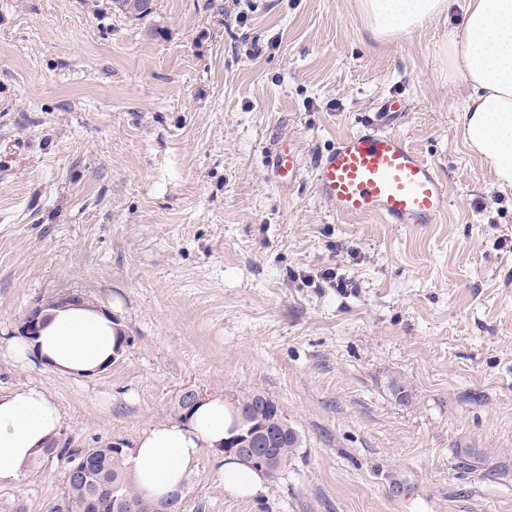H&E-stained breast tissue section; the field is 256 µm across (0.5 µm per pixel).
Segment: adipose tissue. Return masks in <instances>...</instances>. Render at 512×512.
Listing matches in <instances>:
<instances>
[{"label": "adipose tissue", "instance_id": "1", "mask_svg": "<svg viewBox=\"0 0 512 512\" xmlns=\"http://www.w3.org/2000/svg\"><path fill=\"white\" fill-rule=\"evenodd\" d=\"M361 6L373 34L386 36L438 17L447 0H361ZM447 54L449 74L468 91L464 138L491 160L499 181L512 185V0H466ZM116 328L111 314L92 304L69 305L54 311L36 340H18L15 351L89 376L111 364ZM61 425L59 407L38 387L0 396V485L18 482ZM230 426L219 395L198 403L187 419L153 426L129 451L137 486L156 498L178 489L203 451L222 452Z\"/></svg>", "mask_w": 512, "mask_h": 512}]
</instances>
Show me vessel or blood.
<instances>
[{
	"mask_svg": "<svg viewBox=\"0 0 512 512\" xmlns=\"http://www.w3.org/2000/svg\"><path fill=\"white\" fill-rule=\"evenodd\" d=\"M403 110L390 98L374 120L337 140L314 168L317 194L345 216H375L386 224H436L448 211L449 191L438 166L392 124ZM265 161L275 181L295 182L304 171L292 144H273Z\"/></svg>",
	"mask_w": 512,
	"mask_h": 512,
	"instance_id": "vessel-or-blood-1",
	"label": "vessel or blood"
}]
</instances>
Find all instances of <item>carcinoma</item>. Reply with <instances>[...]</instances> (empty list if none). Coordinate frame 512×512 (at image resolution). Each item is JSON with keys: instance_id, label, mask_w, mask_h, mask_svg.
Segmentation results:
<instances>
[{"instance_id": "obj_1", "label": "carcinoma", "mask_w": 512, "mask_h": 512, "mask_svg": "<svg viewBox=\"0 0 512 512\" xmlns=\"http://www.w3.org/2000/svg\"><path fill=\"white\" fill-rule=\"evenodd\" d=\"M119 9L139 19L145 18L152 13V0H121ZM240 398L244 420L232 416V428L245 436L252 426L268 429L271 457L281 461V468H286L300 447L299 432L282 421L281 406L266 393L252 391ZM84 453L93 460L92 481L66 479L65 491L59 500L65 512H83L85 508L93 512H114V505L120 501L133 503L136 512H160L161 500L146 495L131 484L125 454L115 452L112 444L107 443L100 448H74L65 456V461L71 465Z\"/></svg>"}]
</instances>
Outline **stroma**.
<instances>
[{
  "label": "stroma",
  "mask_w": 512,
  "mask_h": 512,
  "mask_svg": "<svg viewBox=\"0 0 512 512\" xmlns=\"http://www.w3.org/2000/svg\"><path fill=\"white\" fill-rule=\"evenodd\" d=\"M0 0V394L35 385L73 447H132L184 390H259L301 436L252 498L223 457L188 471L183 512H512V186L466 144L444 47L465 0L373 38L361 0ZM396 129L449 188L437 224L350 217L313 169L389 96ZM304 178L274 181L270 139ZM350 278L340 291L324 269ZM128 341L65 375L12 351L57 297ZM403 383L411 397L396 398ZM484 458L458 468L455 451ZM66 462L0 486L45 512Z\"/></svg>",
  "instance_id": "1"
}]
</instances>
